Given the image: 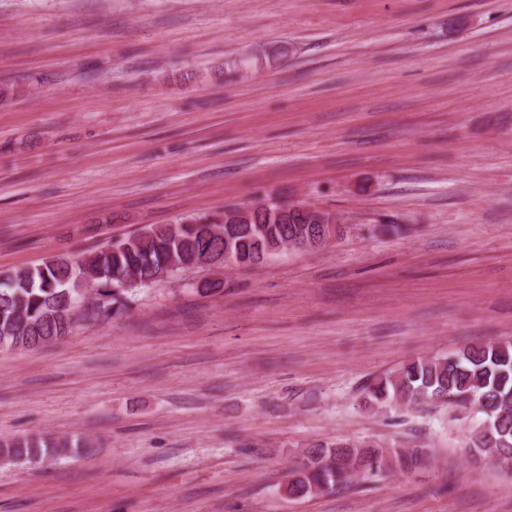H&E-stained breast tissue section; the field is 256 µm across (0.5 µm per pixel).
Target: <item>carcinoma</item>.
<instances>
[{"label": "carcinoma", "instance_id": "1", "mask_svg": "<svg viewBox=\"0 0 512 512\" xmlns=\"http://www.w3.org/2000/svg\"><path fill=\"white\" fill-rule=\"evenodd\" d=\"M207 224L206 217L189 216L168 225L166 232L155 233L149 226L134 238L77 259L61 254L42 265L0 271V348H37L68 335L79 319L121 311L127 290H113L118 280L149 275L164 259L189 265L205 251L224 250L227 239L240 261L252 260L264 252L265 244L283 241L297 228L291 221H267L243 224L223 237L211 235ZM427 401L481 408L490 426L481 423L473 431L471 449L476 453L488 454L494 440L505 439L512 446V340L467 344L444 356L411 360L390 375L372 379L360 405L387 409ZM77 447L78 442L67 438H19L0 442V457L31 463ZM395 456V464L411 473L426 466L430 451L414 444ZM388 467L387 450L374 442L315 443L306 449L284 493L305 497L340 486L358 473L378 476Z\"/></svg>", "mask_w": 512, "mask_h": 512}]
</instances>
